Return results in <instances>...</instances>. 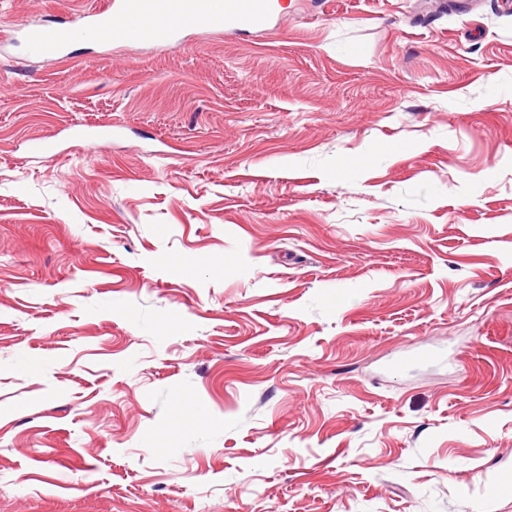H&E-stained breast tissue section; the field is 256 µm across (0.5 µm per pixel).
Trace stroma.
Segmentation results:
<instances>
[{"label":"stroma","instance_id":"1","mask_svg":"<svg viewBox=\"0 0 512 512\" xmlns=\"http://www.w3.org/2000/svg\"><path fill=\"white\" fill-rule=\"evenodd\" d=\"M282 2L0 53V512H512V0Z\"/></svg>","mask_w":512,"mask_h":512}]
</instances>
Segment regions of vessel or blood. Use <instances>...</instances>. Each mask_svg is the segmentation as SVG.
Masks as SVG:
<instances>
[{
    "label": "vessel or blood",
    "mask_w": 512,
    "mask_h": 512,
    "mask_svg": "<svg viewBox=\"0 0 512 512\" xmlns=\"http://www.w3.org/2000/svg\"><path fill=\"white\" fill-rule=\"evenodd\" d=\"M274 0H105L78 16L29 25L21 37L35 56L65 59L78 34L107 44H153L176 48L188 31L219 27L230 33L265 26Z\"/></svg>",
    "instance_id": "obj_1"
}]
</instances>
